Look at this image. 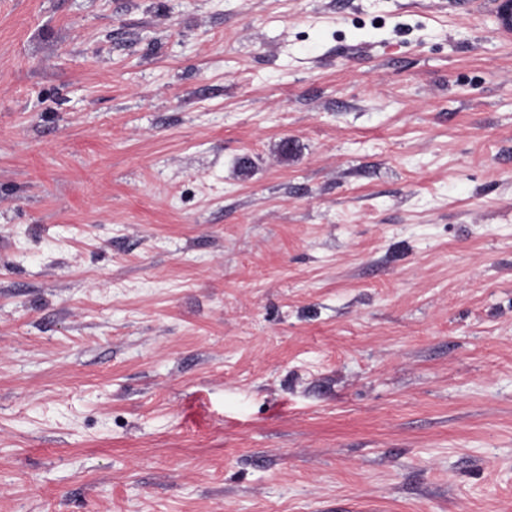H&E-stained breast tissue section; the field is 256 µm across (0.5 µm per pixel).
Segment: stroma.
<instances>
[{"mask_svg":"<svg viewBox=\"0 0 512 512\" xmlns=\"http://www.w3.org/2000/svg\"><path fill=\"white\" fill-rule=\"evenodd\" d=\"M0 512H512L495 14L0 0Z\"/></svg>","mask_w":512,"mask_h":512,"instance_id":"1","label":"stroma"}]
</instances>
